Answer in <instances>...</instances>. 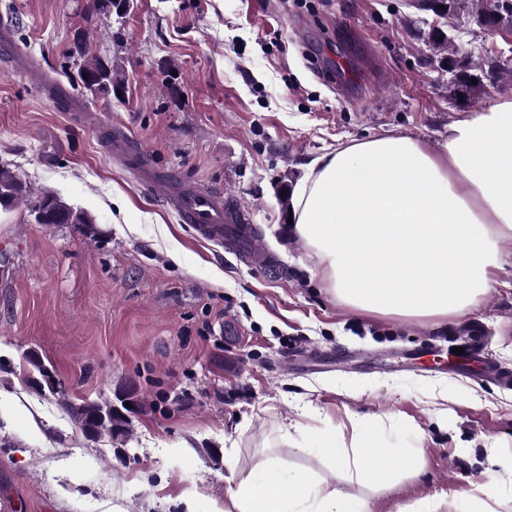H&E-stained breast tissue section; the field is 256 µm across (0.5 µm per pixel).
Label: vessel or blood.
<instances>
[{
    "label": "vessel or blood",
    "mask_w": 512,
    "mask_h": 512,
    "mask_svg": "<svg viewBox=\"0 0 512 512\" xmlns=\"http://www.w3.org/2000/svg\"><path fill=\"white\" fill-rule=\"evenodd\" d=\"M105 148L115 159L134 164L143 190L164 202L186 223L192 224L199 238L225 241L232 247H245V260L260 267L277 263L274 254L254 248L256 236L247 214L234 207L223 192L199 186L175 174H162L153 169L128 133L119 127L109 130Z\"/></svg>",
    "instance_id": "vessel-or-blood-1"
}]
</instances>
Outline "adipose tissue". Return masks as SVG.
I'll return each instance as SVG.
<instances>
[{
    "label": "adipose tissue",
    "instance_id": "adipose-tissue-1",
    "mask_svg": "<svg viewBox=\"0 0 512 512\" xmlns=\"http://www.w3.org/2000/svg\"><path fill=\"white\" fill-rule=\"evenodd\" d=\"M293 229L339 299L385 314L440 320L474 306L494 286L501 240L512 237V100L468 115L447 138L407 135L355 142L313 160L297 184ZM323 444L351 477L389 484L416 458L372 465L370 437ZM228 512H369L357 496L320 494L314 477L276 461L239 478Z\"/></svg>",
    "mask_w": 512,
    "mask_h": 512
}]
</instances>
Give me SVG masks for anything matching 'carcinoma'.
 I'll list each match as a JSON object with an SVG mask.
<instances>
[{"instance_id": "1", "label": "carcinoma", "mask_w": 512, "mask_h": 512, "mask_svg": "<svg viewBox=\"0 0 512 512\" xmlns=\"http://www.w3.org/2000/svg\"><path fill=\"white\" fill-rule=\"evenodd\" d=\"M469 7L483 15L495 7V3L489 0H448V11L451 13ZM83 54L80 72L85 74V78L81 79L84 92L92 96L112 94V90L122 82L120 75L112 68V62L97 56L90 46L84 48ZM21 201L27 202L33 216L41 210L46 211L47 224L95 223L88 212L74 209L53 191L44 190L31 195L27 184L17 174L0 167V210H8ZM74 418L84 432L87 425H93L92 436L96 439L112 440L118 434L126 433L129 425V420L115 413L112 400L107 398L83 402L74 408Z\"/></svg>"}]
</instances>
